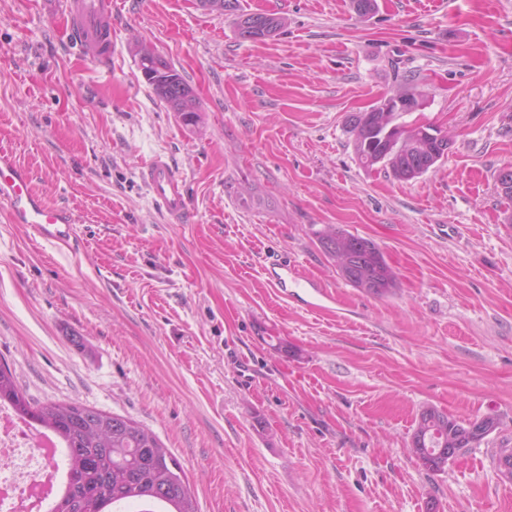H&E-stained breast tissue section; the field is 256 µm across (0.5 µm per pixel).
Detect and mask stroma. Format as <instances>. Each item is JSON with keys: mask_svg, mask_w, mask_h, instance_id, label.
Listing matches in <instances>:
<instances>
[{"mask_svg": "<svg viewBox=\"0 0 512 512\" xmlns=\"http://www.w3.org/2000/svg\"><path fill=\"white\" fill-rule=\"evenodd\" d=\"M116 0L112 65L68 37L58 0H0V145L71 245L0 207V361L41 404L128 416L179 463L199 512H512V0ZM282 28L244 39L240 17ZM152 46L194 88L183 126L137 69ZM415 85L407 124L452 132L400 180L359 164L345 121ZM187 176L191 220L139 179ZM372 239L397 276L342 280L315 233ZM285 255L335 298L272 288ZM498 429L444 471L407 447L420 410ZM141 179L160 211L174 224H185L190 211L187 178L165 156L157 155L141 170Z\"/></svg>", "mask_w": 512, "mask_h": 512, "instance_id": "1", "label": "stroma"}]
</instances>
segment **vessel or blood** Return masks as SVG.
Returning a JSON list of instances; mask_svg holds the SVG:
<instances>
[{
    "mask_svg": "<svg viewBox=\"0 0 512 512\" xmlns=\"http://www.w3.org/2000/svg\"><path fill=\"white\" fill-rule=\"evenodd\" d=\"M69 22V36L91 63L102 67L112 59L114 4L112 0H60ZM141 179L160 211L174 224L190 216L187 178L166 157L158 155L141 170ZM0 205L6 206L11 223L29 225L43 240L53 244L73 239L71 213L50 205L33 187L30 171L21 166L11 150L0 145ZM264 270L269 282L287 291L289 281L299 280L297 266L287 258L268 257Z\"/></svg>",
    "mask_w": 512,
    "mask_h": 512,
    "instance_id": "vessel-or-blood-1",
    "label": "vessel or blood"
}]
</instances>
